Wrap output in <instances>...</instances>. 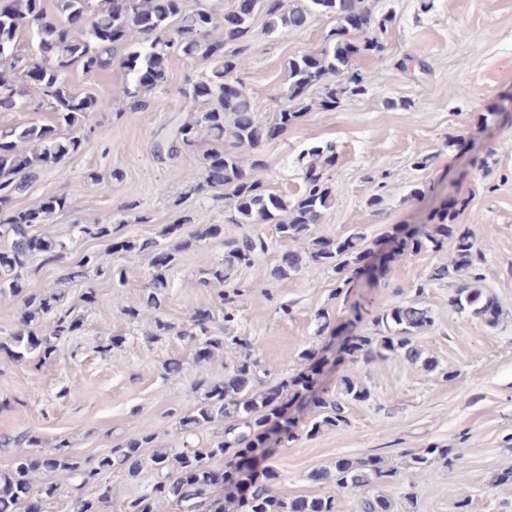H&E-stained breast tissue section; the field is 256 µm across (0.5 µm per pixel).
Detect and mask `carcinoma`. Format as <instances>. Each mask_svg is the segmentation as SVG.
I'll use <instances>...</instances> for the list:
<instances>
[{
    "label": "carcinoma",
    "instance_id": "cac0c4a2",
    "mask_svg": "<svg viewBox=\"0 0 512 512\" xmlns=\"http://www.w3.org/2000/svg\"><path fill=\"white\" fill-rule=\"evenodd\" d=\"M251 12L231 10L218 13L202 0H0V108L17 112H49L55 125L50 127L31 121L0 126V206L8 205L24 194L37 177V171L60 163L65 157L82 150L92 132L90 116L112 109V97H99L80 91L71 82L79 70L97 74L120 62L127 71L122 96L132 110L145 111L152 95L166 86L165 62L181 54L199 58L207 67L196 78H189L181 94L193 104L190 118L179 126L166 144L155 145L159 157H176L198 145L203 136L224 142V151L206 156L204 169L188 174L196 182L194 190L222 189L230 224H273L279 241L296 242L301 252H289L282 262L266 271L277 280L297 276L310 267L329 269L336 274L335 296L349 295L353 279L363 269L374 250L364 244L366 236L353 232L345 237L313 236L312 226L330 207L329 170L336 164V147L332 144L309 150L298 157L302 175L301 189L288 198L271 191L257 177L266 167L255 155L250 163L242 161L240 150L255 149L271 132H285L313 106L335 110L352 95L365 91V78L352 70L357 56L376 54L382 45L376 37L360 39L352 30H386L390 18L377 17L365 0H310V6H291L285 0H255ZM336 21L320 49L292 57L288 61V88L283 105L268 119H261L252 98L239 77L243 55L249 49L256 15L266 21V31L299 29L312 14ZM78 16L87 23L67 33ZM236 82L233 92L224 83ZM69 208L67 197L44 198L35 206L10 212L0 218V301L17 302L23 307L21 328L13 334V359L39 365L58 353L55 340L72 336L83 326L82 315L71 309L60 310L63 296L58 292L27 291L24 286L25 260L38 259L47 264L63 259L67 245L37 235L33 227L50 224L54 217ZM454 213L444 211L439 223L429 230L395 226L385 239L396 242V252L419 255L441 251L453 243L454 258L448 264L431 268L428 281L452 280L461 272L471 280L455 286L449 305L486 325H495L501 312L494 296L477 286L483 279L481 267L485 254L476 245L474 234L453 223ZM194 223L184 216L169 224L155 238L123 239L121 250H139L153 255L152 291L136 307L126 310L133 321L141 314H154L157 335L166 336L174 326L160 317L168 288L166 274L178 260L179 253L191 249L222 233L221 225L206 224L189 235L182 226ZM76 232L97 240L104 249L88 252L64 275L68 282L82 281L92 275L109 276L125 283L123 268L110 264L113 228L110 224H77ZM224 256L199 271L198 282L204 286L224 284L238 268H252L259 256L269 250L263 234L255 232L223 241ZM403 289L393 291V299L373 316L379 335L357 334L350 337L346 355L352 364L377 359H404L435 370L438 364L424 355L419 335L433 324L429 309L402 297ZM238 289L230 287L217 294L222 306V322L208 312L191 317L189 328L174 331L191 339L201 353L211 357L217 349L232 354L224 365L227 377L222 384L202 383L204 402L178 415L181 440L173 448L158 450L149 457L139 453L150 448L157 435L147 433L98 457L95 466L60 452L44 455L40 441L24 435L17 445L32 452L19 457L13 470L0 475V512H17L19 505L36 500L51 503L60 485L40 480L44 469L64 475L72 489L97 481L94 496L75 497L76 512H101L112 503L118 492L104 479L114 463L125 467L135 480L150 470L153 479L140 491L121 500L120 512H158L168 503L177 512H344L342 499L329 491L313 498L288 499L275 492L281 472L271 464L255 467L256 454L268 455V443L284 446L297 437L296 420L285 411L282 399L291 397L311 406L305 427L311 438L323 429H343L349 425L348 408L352 403L371 400V391L356 376L342 375L336 390L313 392L321 362L315 351L305 350L301 359L310 362L309 370L282 379L265 390L263 377L268 370L244 338L229 331L237 319ZM224 423V432L213 436L204 449L195 444L199 431L212 424ZM413 468L428 471L436 460L453 464L457 457L449 448L431 445L409 452ZM224 462V481L242 488L231 507L210 500L209 492L217 481L212 463ZM397 472L383 465L381 459L369 457L357 462L336 461L334 472L323 471L319 480L334 483L340 489H366L378 484H392ZM358 512H391V502L380 495L362 494Z\"/></svg>",
    "mask_w": 512,
    "mask_h": 512
}]
</instances>
